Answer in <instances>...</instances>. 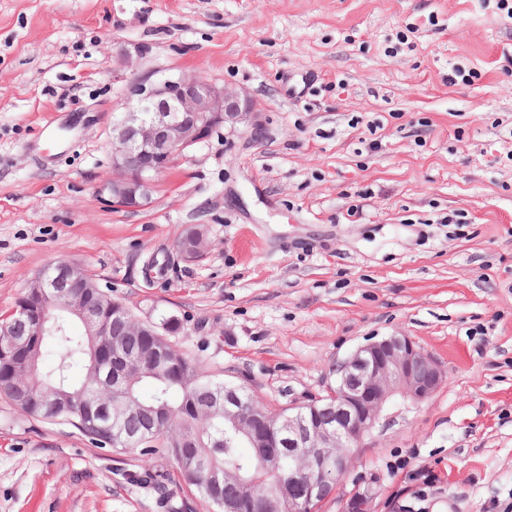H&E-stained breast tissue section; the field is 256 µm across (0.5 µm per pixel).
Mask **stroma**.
I'll list each match as a JSON object with an SVG mask.
<instances>
[{
  "instance_id": "obj_1",
  "label": "stroma",
  "mask_w": 512,
  "mask_h": 512,
  "mask_svg": "<svg viewBox=\"0 0 512 512\" xmlns=\"http://www.w3.org/2000/svg\"><path fill=\"white\" fill-rule=\"evenodd\" d=\"M133 72L246 91L259 127L215 132L146 206L114 207ZM510 151L512 20L494 0H0V314L75 261L279 407L406 334L448 381L388 410L325 512L365 478L374 512H512ZM196 224L203 257L146 278ZM121 461L0 399V512H161Z\"/></svg>"
}]
</instances>
